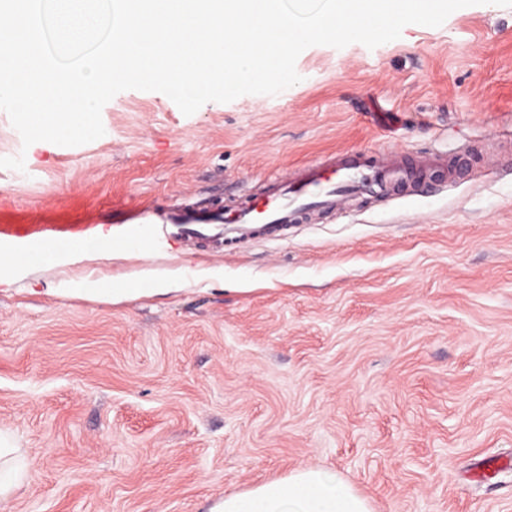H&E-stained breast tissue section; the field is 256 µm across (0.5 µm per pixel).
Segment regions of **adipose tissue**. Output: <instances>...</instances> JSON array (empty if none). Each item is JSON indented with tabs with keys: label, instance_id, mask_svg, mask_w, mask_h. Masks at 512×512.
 Segmentation results:
<instances>
[{
	"label": "adipose tissue",
	"instance_id": "adipose-tissue-1",
	"mask_svg": "<svg viewBox=\"0 0 512 512\" xmlns=\"http://www.w3.org/2000/svg\"><path fill=\"white\" fill-rule=\"evenodd\" d=\"M27 461L0 435V505L9 502L25 475ZM214 512H372L370 501L340 474L300 466L241 492L225 494Z\"/></svg>",
	"mask_w": 512,
	"mask_h": 512
}]
</instances>
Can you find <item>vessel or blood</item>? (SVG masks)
<instances>
[{
    "label": "vessel or blood",
    "instance_id": "obj_1",
    "mask_svg": "<svg viewBox=\"0 0 512 512\" xmlns=\"http://www.w3.org/2000/svg\"><path fill=\"white\" fill-rule=\"evenodd\" d=\"M412 176V171L391 164L386 150L345 152L309 164L297 177L268 182L263 192L241 196L221 211L173 207L159 217L158 233L166 239L203 242L216 248L223 247L228 232L242 239L264 236L280 240L308 211L342 209L351 195H383ZM98 238L94 224H0V241L20 247L34 240L84 244Z\"/></svg>",
    "mask_w": 512,
    "mask_h": 512
}]
</instances>
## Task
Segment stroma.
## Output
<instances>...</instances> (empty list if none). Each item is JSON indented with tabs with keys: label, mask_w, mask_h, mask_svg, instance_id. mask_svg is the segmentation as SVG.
<instances>
[{
	"label": "stroma",
	"mask_w": 512,
	"mask_h": 512,
	"mask_svg": "<svg viewBox=\"0 0 512 512\" xmlns=\"http://www.w3.org/2000/svg\"><path fill=\"white\" fill-rule=\"evenodd\" d=\"M275 96L184 115L126 90L105 134L23 147L0 110V224L210 208L327 156L386 149L416 179L287 239L158 243L0 290V431L30 466L0 512H212L299 466L374 512H512V7L473 5L370 49L312 46ZM86 276L174 290L48 293Z\"/></svg>",
	"instance_id": "35a3bbf8"
}]
</instances>
